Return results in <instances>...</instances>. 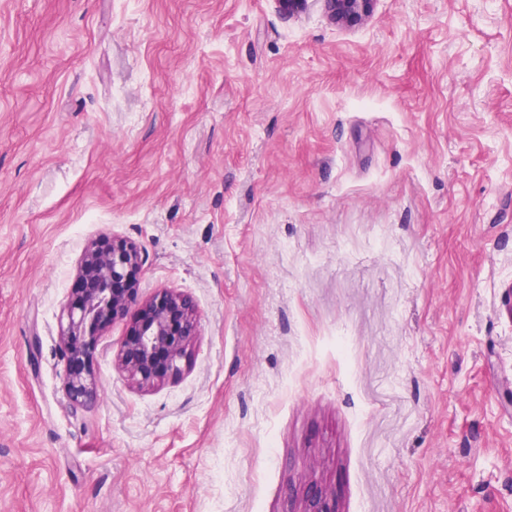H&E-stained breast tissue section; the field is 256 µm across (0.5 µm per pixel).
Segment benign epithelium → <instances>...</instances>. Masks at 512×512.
<instances>
[{
    "instance_id": "benign-epithelium-1",
    "label": "benign epithelium",
    "mask_w": 512,
    "mask_h": 512,
    "mask_svg": "<svg viewBox=\"0 0 512 512\" xmlns=\"http://www.w3.org/2000/svg\"><path fill=\"white\" fill-rule=\"evenodd\" d=\"M374 2L323 0V8L331 23L353 27L369 17ZM143 261L141 248L123 239L94 240L83 251L77 272L79 298L66 306L67 324L60 331L66 362L64 387L74 404L88 405L98 397L91 360L99 330L136 305L140 316L128 328L117 356L119 367L140 388L152 387L182 371L181 364L199 335L195 304L189 296L171 288L139 300L134 284ZM305 512L334 510L327 496L316 489L308 496Z\"/></svg>"
}]
</instances>
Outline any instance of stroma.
<instances>
[{
    "label": "stroma",
    "mask_w": 512,
    "mask_h": 512,
    "mask_svg": "<svg viewBox=\"0 0 512 512\" xmlns=\"http://www.w3.org/2000/svg\"><path fill=\"white\" fill-rule=\"evenodd\" d=\"M199 335L59 341L83 244ZM512 512V0H0V512ZM323 8L332 24L353 27L362 24L376 0H323ZM143 261L141 248L123 239L90 241L83 251L77 272L80 296L66 306L67 324L59 334L66 362L64 387L74 404L88 405L97 399L91 360L98 332L132 306L140 307V316L130 324L117 356L122 371L140 388L182 371L181 364L199 335L195 304L171 288L140 302L136 282ZM123 282L133 287L115 288Z\"/></svg>",
    "instance_id": "35a3bbf8"
}]
</instances>
